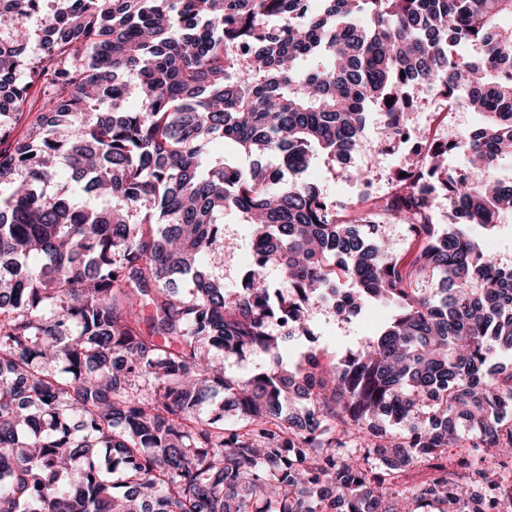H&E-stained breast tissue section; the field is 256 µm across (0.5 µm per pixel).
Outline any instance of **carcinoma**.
Segmentation results:
<instances>
[{"label":"carcinoma","instance_id":"cac0c4a2","mask_svg":"<svg viewBox=\"0 0 512 512\" xmlns=\"http://www.w3.org/2000/svg\"><path fill=\"white\" fill-rule=\"evenodd\" d=\"M40 2L0 9V145L42 98L0 148V512L512 507L482 466L512 471V266L473 231L512 210V0H55L33 57ZM419 88L465 97L482 127L409 128ZM372 111L382 150L415 144L385 195L299 179L326 156L369 183L346 164ZM217 138L232 156L203 159ZM60 167L107 205L46 196ZM231 207L256 254L229 298L202 258L224 257ZM393 221L412 252L380 236ZM331 292L343 320L396 313L337 363H288ZM215 350L272 361L239 378ZM450 444L481 453L450 472Z\"/></svg>","mask_w":512,"mask_h":512}]
</instances>
